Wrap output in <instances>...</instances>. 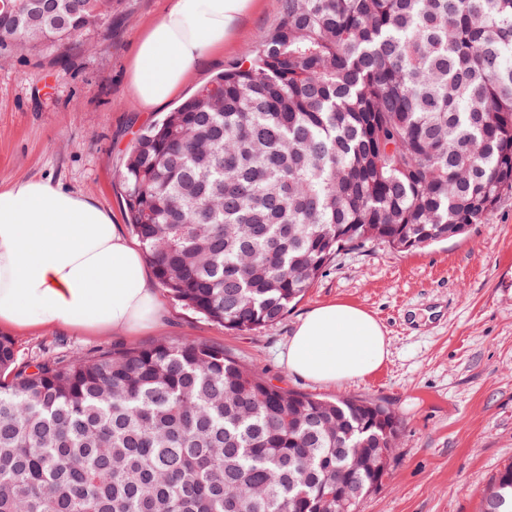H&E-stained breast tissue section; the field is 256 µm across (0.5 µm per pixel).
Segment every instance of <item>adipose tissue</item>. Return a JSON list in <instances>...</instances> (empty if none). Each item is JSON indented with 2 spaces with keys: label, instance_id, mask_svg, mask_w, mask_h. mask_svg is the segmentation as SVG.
<instances>
[{
  "label": "adipose tissue",
  "instance_id": "adipose-tissue-1",
  "mask_svg": "<svg viewBox=\"0 0 512 512\" xmlns=\"http://www.w3.org/2000/svg\"><path fill=\"white\" fill-rule=\"evenodd\" d=\"M257 0H170L141 33L128 66L139 111L152 112L182 88L202 58L223 49ZM137 249L110 211L46 180L0 186V324L58 325L137 333L159 316ZM389 356L384 327L344 303L311 309L288 338L294 374L335 385L366 377Z\"/></svg>",
  "mask_w": 512,
  "mask_h": 512
}]
</instances>
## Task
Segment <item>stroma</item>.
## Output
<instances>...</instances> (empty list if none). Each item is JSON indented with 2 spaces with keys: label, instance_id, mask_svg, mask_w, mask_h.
Segmentation results:
<instances>
[{
  "label": "stroma",
  "instance_id": "35a3bbf8",
  "mask_svg": "<svg viewBox=\"0 0 512 512\" xmlns=\"http://www.w3.org/2000/svg\"><path fill=\"white\" fill-rule=\"evenodd\" d=\"M166 0H118L95 47L64 60L0 56V185L44 179L83 195L126 222L124 156L154 114L137 111L125 71L137 34ZM280 0H259L224 50L211 54L180 91L188 97L275 26ZM161 318L138 333L76 328H0L21 360L72 351L95 355L159 339L219 345L267 373L273 384L326 397L357 395L401 421L395 460L381 491L361 512H481L483 489L512 463V195L459 237L401 252L381 242L342 253L306 297L276 324L225 330L158 290ZM348 303L384 327L390 354L371 375L321 386L291 373L282 353L310 308Z\"/></svg>",
  "mask_w": 512,
  "mask_h": 512
}]
</instances>
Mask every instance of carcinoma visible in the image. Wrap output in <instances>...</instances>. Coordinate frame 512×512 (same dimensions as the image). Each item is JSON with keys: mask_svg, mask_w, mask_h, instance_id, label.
I'll list each match as a JSON object with an SVG mask.
<instances>
[{"mask_svg": "<svg viewBox=\"0 0 512 512\" xmlns=\"http://www.w3.org/2000/svg\"><path fill=\"white\" fill-rule=\"evenodd\" d=\"M0 56L91 49L116 0H11ZM126 217L157 279L271 326L343 251L412 250L512 195V0H280L258 48L144 128ZM396 415L274 385L193 339L21 362L0 334V512H336ZM512 465L483 495L512 512Z\"/></svg>", "mask_w": 512, "mask_h": 512, "instance_id": "1", "label": "carcinoma"}]
</instances>
